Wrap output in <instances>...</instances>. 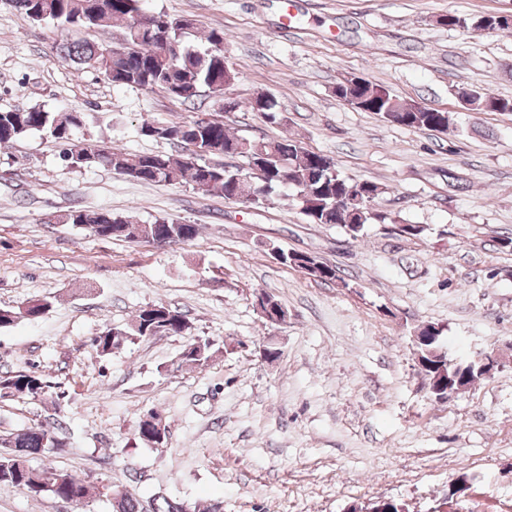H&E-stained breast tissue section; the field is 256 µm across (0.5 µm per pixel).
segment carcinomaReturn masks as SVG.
<instances>
[{"mask_svg": "<svg viewBox=\"0 0 512 512\" xmlns=\"http://www.w3.org/2000/svg\"><path fill=\"white\" fill-rule=\"evenodd\" d=\"M16 10L37 23L53 24L61 29L82 27L96 32L116 24L126 30L125 53L112 54V46L94 39L66 41L59 45L60 55L76 66L103 72L115 86L142 90L160 89L183 102L198 96L205 86L213 93H223L239 80V73L224 56V32L211 30L210 48L201 52L183 46V38L194 28L192 20L143 8L144 0H12ZM441 26L464 31H505L512 28L509 17L499 15L460 16L442 14ZM334 94L361 112L399 126L443 131L449 116L421 104H407L385 87L367 79L359 83L345 79L336 83ZM473 112H512V99L487 96L473 88L466 99ZM84 116L79 112H51L41 107L0 111V146L12 144L34 132H41L65 145L61 159L74 168H109L147 184L180 185L224 196V199L259 205L279 187L295 190L301 213L314 224H342L356 235L368 224H384L388 217L374 209V203L388 187L368 179L343 176L327 155L309 150L293 140H255L235 136L222 123L200 125L191 120L168 123L146 120L141 125L144 136L156 141L186 145L196 141L210 155L245 160L246 172L224 165L211 166L191 153L176 156L157 151L132 153L112 148L79 147L70 143L72 131L81 127ZM350 199V207L339 210L338 197ZM49 224H72L102 238L136 243L151 240L190 242L198 234L195 224L174 219H157L139 224L110 211L87 212L73 209L51 215ZM47 300L28 301V310L0 309V326H8L26 316L38 318L47 313ZM192 322L180 309L168 305L148 304L139 310L125 334L106 329L93 344L102 355H110L137 341L157 335L184 336L191 333ZM421 335L429 340L418 347L422 359L437 369L448 371V355L441 345L442 331L434 325L423 326ZM214 354L213 343L197 339L180 353L177 367H202ZM51 385L28 369L0 375V392L23 394L35 401L50 395ZM67 446L55 429L34 424L15 433L0 436V484L24 490L33 497L49 495L68 503L104 498L112 512H183L184 502L155 495L147 502L133 496L125 487L110 481H87L71 472L52 466L33 464L47 452Z\"/></svg>", "mask_w": 512, "mask_h": 512, "instance_id": "carcinoma-1", "label": "carcinoma"}]
</instances>
